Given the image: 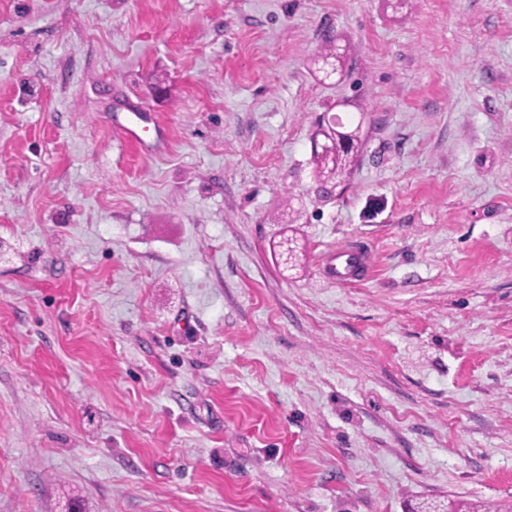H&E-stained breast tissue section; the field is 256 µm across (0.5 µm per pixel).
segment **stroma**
Instances as JSON below:
<instances>
[{
    "mask_svg": "<svg viewBox=\"0 0 512 512\" xmlns=\"http://www.w3.org/2000/svg\"><path fill=\"white\" fill-rule=\"evenodd\" d=\"M452 500L512 512V0H0V512ZM126 140L140 146L142 149H153L166 139V131L157 122L146 119V113L131 111L124 123H119ZM364 112L359 113V120L355 123L352 118L338 116L335 126L319 125L311 137V144L316 139H329L335 141L332 151H317L312 146L316 163V176L321 184V191L332 195L338 187L347 180L356 165L365 145L366 132L363 129L365 121ZM321 137V139H320ZM368 257L367 250L362 245L352 243L344 248H336L332 250L327 258V265L332 273V277L337 283H347L352 276L351 270L348 268L349 257L354 255H361V252Z\"/></svg>",
    "mask_w": 512,
    "mask_h": 512,
    "instance_id": "stroma-1",
    "label": "stroma"
}]
</instances>
